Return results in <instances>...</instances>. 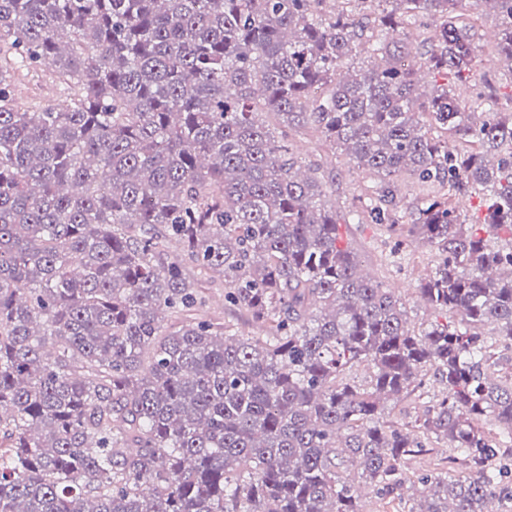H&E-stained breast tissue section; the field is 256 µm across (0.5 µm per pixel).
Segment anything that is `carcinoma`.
<instances>
[{
	"mask_svg": "<svg viewBox=\"0 0 512 512\" xmlns=\"http://www.w3.org/2000/svg\"><path fill=\"white\" fill-rule=\"evenodd\" d=\"M490 1L512 81V0H0V512H361L356 482L393 493L433 438L467 475L421 478L408 512H512L491 464L512 377L488 378L512 341V97L476 86L480 120L446 82L418 93L473 72ZM47 64L65 104L18 109L14 74ZM304 127L383 177L350 216L395 223L404 170L448 188L410 223L443 252L421 296L459 320L417 334L358 273L335 175L297 168ZM477 190L496 251L456 211ZM189 265L269 335L199 317ZM430 372L419 437L381 424Z\"/></svg>",
	"mask_w": 512,
	"mask_h": 512,
	"instance_id": "obj_1",
	"label": "carcinoma"
}]
</instances>
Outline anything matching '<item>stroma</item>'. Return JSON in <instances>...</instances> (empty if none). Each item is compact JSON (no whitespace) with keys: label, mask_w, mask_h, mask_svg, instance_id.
<instances>
[{"label":"stroma","mask_w":512,"mask_h":512,"mask_svg":"<svg viewBox=\"0 0 512 512\" xmlns=\"http://www.w3.org/2000/svg\"><path fill=\"white\" fill-rule=\"evenodd\" d=\"M481 42L490 54L476 68V81L492 79L500 92L512 91V83L502 76L503 64L499 56L493 55L499 21L493 9L485 8L476 16ZM60 94L51 71L37 75L18 77L15 82L14 102L18 108L27 109L38 103L59 101ZM291 146L303 166L321 164L333 171L336 181L328 188V196L337 211L346 212L354 208L358 197L376 186L380 178L370 170L357 167L343 152L334 151L326 145L311 128L294 133ZM341 243L352 250L362 269L368 271L373 280L384 287L395 289L399 305L411 330L422 331L434 323L452 320L450 312L428 305L419 288L438 266L442 253L436 244L423 238H413L404 224H375L372 222L343 224L339 227ZM208 316L223 319L229 331L238 336H258L262 330L247 314L228 306L224 300V281L220 274H213L209 283ZM424 397L407 396L388 402L383 418L404 431H412L417 420L423 418L439 395L441 386L435 379H428ZM452 451L446 442H439L436 454L419 455L407 460L403 466V481L393 494L381 496L369 486H362L358 504L362 512H402L406 503L418 504L431 494L430 487L419 483L423 474H434L443 469L444 458Z\"/></svg>","instance_id":"1"}]
</instances>
